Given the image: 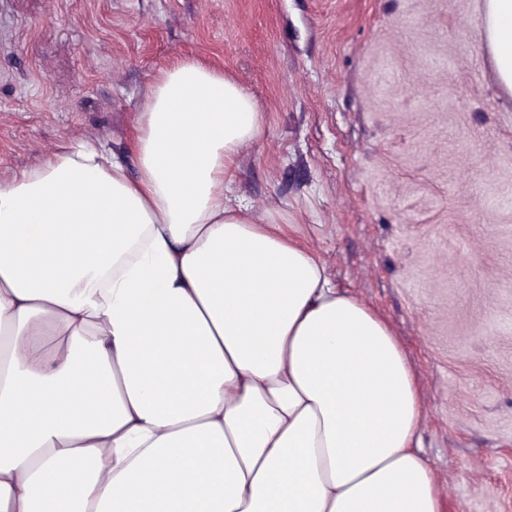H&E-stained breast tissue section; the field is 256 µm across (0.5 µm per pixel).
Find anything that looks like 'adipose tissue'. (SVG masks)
Listing matches in <instances>:
<instances>
[{"mask_svg": "<svg viewBox=\"0 0 512 512\" xmlns=\"http://www.w3.org/2000/svg\"><path fill=\"white\" fill-rule=\"evenodd\" d=\"M512 92V0H484ZM256 102L159 70L136 176L61 145L0 182V512H441L387 323L224 204Z\"/></svg>", "mask_w": 512, "mask_h": 512, "instance_id": "adipose-tissue-1", "label": "adipose tissue"}]
</instances>
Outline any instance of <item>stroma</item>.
Wrapping results in <instances>:
<instances>
[{
    "instance_id": "35a3bbf8",
    "label": "stroma",
    "mask_w": 512,
    "mask_h": 512,
    "mask_svg": "<svg viewBox=\"0 0 512 512\" xmlns=\"http://www.w3.org/2000/svg\"><path fill=\"white\" fill-rule=\"evenodd\" d=\"M480 0H0V180L131 144L190 57L260 106L224 202L281 224L415 370L441 512H512V94Z\"/></svg>"
}]
</instances>
